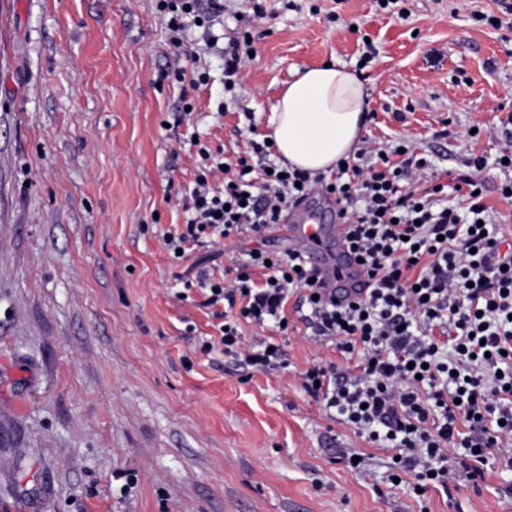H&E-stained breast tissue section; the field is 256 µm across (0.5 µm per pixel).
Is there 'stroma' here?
I'll return each instance as SVG.
<instances>
[{
	"label": "stroma",
	"mask_w": 512,
	"mask_h": 512,
	"mask_svg": "<svg viewBox=\"0 0 512 512\" xmlns=\"http://www.w3.org/2000/svg\"><path fill=\"white\" fill-rule=\"evenodd\" d=\"M502 15L501 0H226L205 26L185 21V46L217 41L195 90L166 76L156 0H0V512H512L499 459L449 494L390 486L389 453L302 388L310 364L343 362L304 326L287 371L245 383L229 356L202 353L221 321L185 278L201 264L222 276L229 250L284 251L278 230L178 263L160 243L187 220L190 137L228 158L246 130L264 139L298 67L354 71L364 136L411 144L438 183L495 158L512 134V30L488 22ZM247 28L260 38L228 92L222 52Z\"/></svg>",
	"instance_id": "35a3bbf8"
}]
</instances>
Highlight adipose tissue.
Here are the masks:
<instances>
[{"instance_id":"adipose-tissue-1","label":"adipose tissue","mask_w":512,"mask_h":512,"mask_svg":"<svg viewBox=\"0 0 512 512\" xmlns=\"http://www.w3.org/2000/svg\"><path fill=\"white\" fill-rule=\"evenodd\" d=\"M369 110L352 70L336 63L299 68L272 108L268 138L285 164L326 174L357 151Z\"/></svg>"}]
</instances>
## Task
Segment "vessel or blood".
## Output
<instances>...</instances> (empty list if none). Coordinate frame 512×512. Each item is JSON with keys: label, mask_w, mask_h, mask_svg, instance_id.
Here are the masks:
<instances>
[{"label": "vessel or blood", "mask_w": 512, "mask_h": 512, "mask_svg": "<svg viewBox=\"0 0 512 512\" xmlns=\"http://www.w3.org/2000/svg\"><path fill=\"white\" fill-rule=\"evenodd\" d=\"M296 212V223L283 225L282 232L320 270L325 288L334 290L340 301L367 294L368 279L344 242L341 224L324 226L318 207L309 200Z\"/></svg>", "instance_id": "vessel-or-blood-1"}]
</instances>
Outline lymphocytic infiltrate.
Segmentation results:
<instances>
[{
  "instance_id": "obj_1",
  "label": "lymphocytic infiltrate",
  "mask_w": 512,
  "mask_h": 512,
  "mask_svg": "<svg viewBox=\"0 0 512 512\" xmlns=\"http://www.w3.org/2000/svg\"><path fill=\"white\" fill-rule=\"evenodd\" d=\"M266 142L247 140L229 162L199 146L200 166L181 205L190 217L179 235L163 234L169 255L188 244L261 236L316 192L332 193L344 238L372 286L337 305L321 295L316 269L297 250H248L232 259L230 280L199 270L204 306L224 304L219 343L246 374L287 369L282 345L248 342L240 321L288 335L299 313L314 341L332 342L360 361L357 374L315 364L303 387L331 420L367 434L392 455V477L412 491L450 490L483 480L482 463L499 453L512 466V250L484 202L485 157L460 174L449 204L442 184L416 190L430 163L386 151L364 165L363 153L322 175L275 163ZM262 281H255V274Z\"/></svg>"
}]
</instances>
